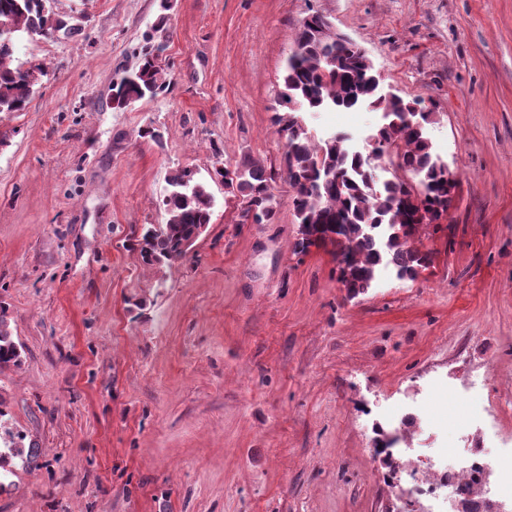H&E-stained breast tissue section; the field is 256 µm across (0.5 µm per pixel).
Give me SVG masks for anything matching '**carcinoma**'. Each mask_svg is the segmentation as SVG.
Segmentation results:
<instances>
[{"mask_svg": "<svg viewBox=\"0 0 512 512\" xmlns=\"http://www.w3.org/2000/svg\"><path fill=\"white\" fill-rule=\"evenodd\" d=\"M55 2L0 0V112L21 111L34 90L25 68L12 65L20 40L37 29L45 30L49 40L60 32L84 30L82 20L72 24L60 15ZM322 19L319 13L309 14L296 29L294 42L303 52L286 61L279 94L286 111L274 112L271 122L287 144L286 174L300 235L295 249L334 246L336 257L345 262L339 267V281L356 296L370 287L382 268L414 279L427 266V257L410 245L418 228L415 214L424 207L433 212L434 221L442 219L456 179L433 153L427 132L430 113L419 110L414 100L381 97L374 72L365 70L354 48L323 31ZM151 40V35L145 36L138 65L124 72L117 84V105L171 91L173 78L158 64ZM296 104L311 112L366 108L382 113L384 123L364 154L352 150L346 135L312 136L294 112ZM387 165L394 169L393 176L382 180L376 170ZM215 173L225 193L239 199L240 217L253 224L275 223L274 172L260 159L246 155ZM166 182V222L158 231L144 228L138 246L146 261L172 264L187 256L186 244L196 242L198 228L210 224L214 200L208 185L190 169L173 172ZM21 358L22 345L0 317V370L20 365ZM24 440L21 434L0 429V493L11 488L17 470L29 469L39 457L35 444Z\"/></svg>", "mask_w": 512, "mask_h": 512, "instance_id": "1", "label": "carcinoma"}]
</instances>
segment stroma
I'll return each mask as SVG.
<instances>
[{
    "label": "stroma",
    "mask_w": 512,
    "mask_h": 512,
    "mask_svg": "<svg viewBox=\"0 0 512 512\" xmlns=\"http://www.w3.org/2000/svg\"><path fill=\"white\" fill-rule=\"evenodd\" d=\"M56 6L88 35L19 43L16 63L47 74L0 112V314L24 348L0 371V424L41 452L0 512H409V477L376 447L388 413L418 428L422 460L512 441V0H171L174 86L122 109L113 79L159 0ZM312 11L420 100L457 179L441 227L411 241L427 268L354 297L333 247L294 250L270 123ZM379 119L304 115L358 147ZM246 155L277 173L276 223H240L212 176ZM183 168L209 179L212 220L183 261L147 263L136 239ZM477 374L490 406L454 393Z\"/></svg>",
    "instance_id": "obj_1"
}]
</instances>
